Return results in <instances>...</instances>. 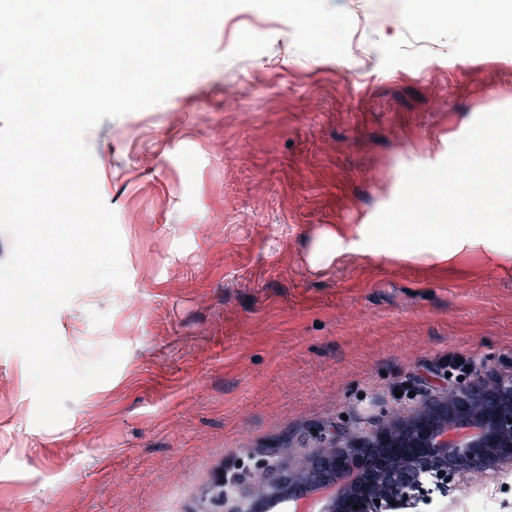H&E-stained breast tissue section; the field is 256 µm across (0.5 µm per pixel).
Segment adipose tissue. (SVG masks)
I'll return each mask as SVG.
<instances>
[{"instance_id":"1","label":"adipose tissue","mask_w":512,"mask_h":512,"mask_svg":"<svg viewBox=\"0 0 512 512\" xmlns=\"http://www.w3.org/2000/svg\"><path fill=\"white\" fill-rule=\"evenodd\" d=\"M512 132L502 112H477L425 155L402 163L377 207L356 224H331L306 242L310 270L323 271L353 258L402 265H456L472 259L512 270V168L495 158V136ZM421 198L437 199L442 219L404 224ZM486 209L488 223L465 220L471 200Z\"/></svg>"}]
</instances>
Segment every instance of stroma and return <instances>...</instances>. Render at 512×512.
<instances>
[{
    "label": "stroma",
    "instance_id": "1",
    "mask_svg": "<svg viewBox=\"0 0 512 512\" xmlns=\"http://www.w3.org/2000/svg\"><path fill=\"white\" fill-rule=\"evenodd\" d=\"M327 0L364 20L362 56L297 51L285 19H221L223 61L86 135L122 237L127 283L79 291L55 318L76 366L114 376L34 423L23 355L0 351V512H225L254 500L267 447L283 474L333 438L375 431L448 391L512 376V272L352 260L321 273L305 240L354 224L422 155L512 97V54L475 40L464 0ZM421 13L439 22L422 32ZM270 40L232 57L241 31ZM461 354L468 370L445 359ZM512 512V467L462 475L415 512Z\"/></svg>",
    "mask_w": 512,
    "mask_h": 512
}]
</instances>
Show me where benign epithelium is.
Listing matches in <instances>:
<instances>
[{
  "mask_svg": "<svg viewBox=\"0 0 512 512\" xmlns=\"http://www.w3.org/2000/svg\"><path fill=\"white\" fill-rule=\"evenodd\" d=\"M475 426L480 432L456 444L443 439L451 427ZM324 454L316 481L335 461L373 463V473L330 499L327 512H390L418 499L424 480L449 485L465 473L512 465V378L451 391L435 406L397 419L368 436H353ZM360 509H353L354 505Z\"/></svg>",
  "mask_w": 512,
  "mask_h": 512,
  "instance_id": "7a95c632",
  "label": "benign epithelium"
}]
</instances>
